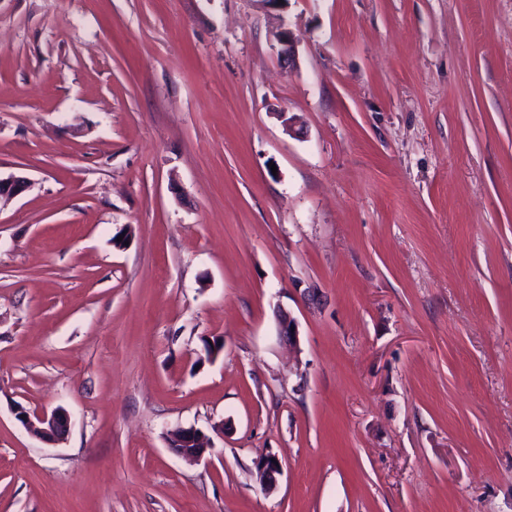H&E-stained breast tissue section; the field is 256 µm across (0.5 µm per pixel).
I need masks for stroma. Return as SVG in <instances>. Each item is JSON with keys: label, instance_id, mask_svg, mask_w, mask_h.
Listing matches in <instances>:
<instances>
[{"label": "stroma", "instance_id": "obj_1", "mask_svg": "<svg viewBox=\"0 0 512 512\" xmlns=\"http://www.w3.org/2000/svg\"><path fill=\"white\" fill-rule=\"evenodd\" d=\"M0 174V512H512V0H0ZM15 417L32 435L46 443H55L64 438L69 429L65 413L55 410L48 413L30 412L21 405L15 407ZM169 446L180 456L200 461L212 447L208 439L197 429L177 428L169 434ZM260 475L261 488L266 493L273 491L276 487L277 476L281 475L282 465L278 457L268 455L256 463Z\"/></svg>", "mask_w": 512, "mask_h": 512}]
</instances>
